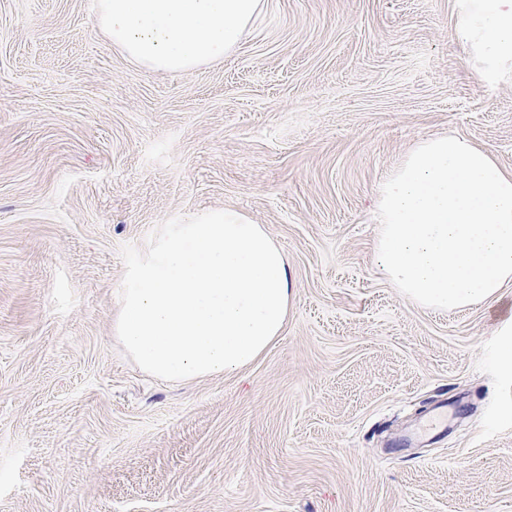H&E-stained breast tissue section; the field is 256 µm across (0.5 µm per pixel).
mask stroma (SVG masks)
Wrapping results in <instances>:
<instances>
[{"mask_svg": "<svg viewBox=\"0 0 512 512\" xmlns=\"http://www.w3.org/2000/svg\"><path fill=\"white\" fill-rule=\"evenodd\" d=\"M451 6L261 0L223 62L166 72L94 0H0V512H512V286L440 312L376 264L420 138L512 170V83H475ZM227 207L288 263L284 327L238 373L146 374L121 249Z\"/></svg>", "mask_w": 512, "mask_h": 512, "instance_id": "obj_1", "label": "stroma"}]
</instances>
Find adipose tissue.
<instances>
[{"label":"adipose tissue","instance_id":"obj_1","mask_svg":"<svg viewBox=\"0 0 512 512\" xmlns=\"http://www.w3.org/2000/svg\"><path fill=\"white\" fill-rule=\"evenodd\" d=\"M260 0H99L98 23L128 58L178 71L222 60ZM474 81L512 83V0H452ZM377 263L406 298L447 311L512 284V171L462 136L418 141L381 184Z\"/></svg>","mask_w":512,"mask_h":512}]
</instances>
